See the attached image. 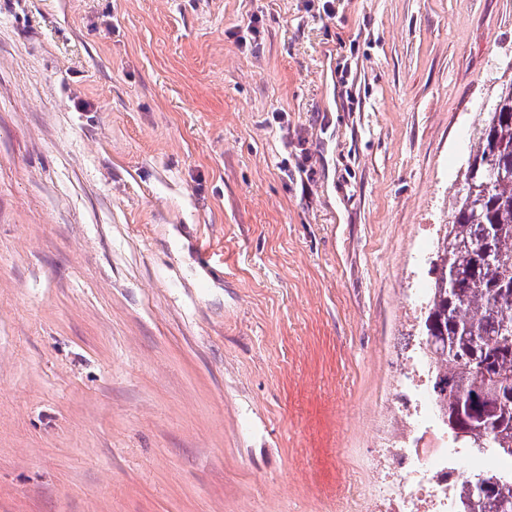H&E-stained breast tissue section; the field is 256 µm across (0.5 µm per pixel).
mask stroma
Segmentation results:
<instances>
[{
    "instance_id": "35a3bbf8",
    "label": "stroma",
    "mask_w": 512,
    "mask_h": 512,
    "mask_svg": "<svg viewBox=\"0 0 512 512\" xmlns=\"http://www.w3.org/2000/svg\"><path fill=\"white\" fill-rule=\"evenodd\" d=\"M510 62L512 0H0V512H363Z\"/></svg>"
}]
</instances>
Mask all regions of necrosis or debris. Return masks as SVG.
I'll list each match as a JSON object with an SVG mask.
<instances>
[{
  "label": "necrosis or debris",
  "mask_w": 512,
  "mask_h": 512,
  "mask_svg": "<svg viewBox=\"0 0 512 512\" xmlns=\"http://www.w3.org/2000/svg\"><path fill=\"white\" fill-rule=\"evenodd\" d=\"M434 368L430 353L423 349L406 364L403 395L408 408L399 446L379 459L383 491L367 504L366 512H456L465 475L512 474L511 457L467 454L449 440L432 399Z\"/></svg>",
  "instance_id": "necrosis-or-debris-1"
}]
</instances>
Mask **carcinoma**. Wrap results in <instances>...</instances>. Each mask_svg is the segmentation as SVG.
Listing matches in <instances>:
<instances>
[{
	"instance_id": "carcinoma-1",
	"label": "carcinoma",
	"mask_w": 512,
	"mask_h": 512,
	"mask_svg": "<svg viewBox=\"0 0 512 512\" xmlns=\"http://www.w3.org/2000/svg\"><path fill=\"white\" fill-rule=\"evenodd\" d=\"M423 319L437 366L433 401L465 448L512 456V77L471 131V149L438 243ZM464 479L458 512H512V485Z\"/></svg>"
}]
</instances>
